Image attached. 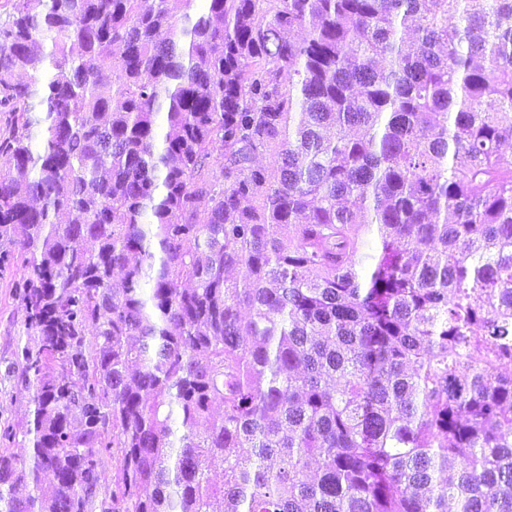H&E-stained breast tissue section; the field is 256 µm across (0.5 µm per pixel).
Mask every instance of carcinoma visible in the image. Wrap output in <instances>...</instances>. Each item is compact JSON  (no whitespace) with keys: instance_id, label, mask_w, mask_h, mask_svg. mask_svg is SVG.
I'll list each match as a JSON object with an SVG mask.
<instances>
[{"instance_id":"cac0c4a2","label":"carcinoma","mask_w":512,"mask_h":512,"mask_svg":"<svg viewBox=\"0 0 512 512\" xmlns=\"http://www.w3.org/2000/svg\"><path fill=\"white\" fill-rule=\"evenodd\" d=\"M7 2L0 512H512V0ZM18 275L16 268L0 272V425L9 423L21 428L28 419L29 403L28 396L16 386L19 370L17 366L13 369L17 344L21 339L25 341L26 313L12 288Z\"/></svg>"}]
</instances>
